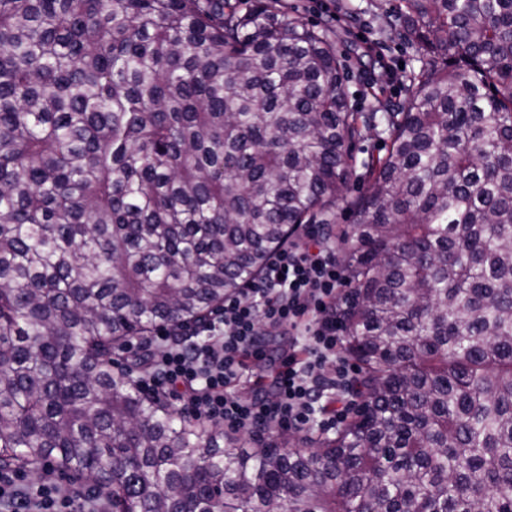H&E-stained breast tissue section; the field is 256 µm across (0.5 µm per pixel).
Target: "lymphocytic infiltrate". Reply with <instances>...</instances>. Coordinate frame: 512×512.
<instances>
[{"instance_id": "1", "label": "lymphocytic infiltrate", "mask_w": 512, "mask_h": 512, "mask_svg": "<svg viewBox=\"0 0 512 512\" xmlns=\"http://www.w3.org/2000/svg\"><path fill=\"white\" fill-rule=\"evenodd\" d=\"M343 286L325 225H304L273 255L260 282L226 296L207 321L148 337L152 360L135 380L144 392L179 398L193 418L235 433L305 430L321 400L350 381L332 315ZM266 326L293 335L307 355L288 354L275 371L253 377V395L245 398L238 386L249 376L248 363L265 356ZM23 480L19 470L0 468V512H99V495L84 481L63 480L54 463L45 464L36 484Z\"/></svg>"}]
</instances>
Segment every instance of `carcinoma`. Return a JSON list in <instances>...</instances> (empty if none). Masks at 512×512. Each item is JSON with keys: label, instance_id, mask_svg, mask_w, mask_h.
Here are the masks:
<instances>
[{"label": "carcinoma", "instance_id": "1", "mask_svg": "<svg viewBox=\"0 0 512 512\" xmlns=\"http://www.w3.org/2000/svg\"><path fill=\"white\" fill-rule=\"evenodd\" d=\"M390 17L425 61L359 173L350 59L283 0H0V467L112 512H512V0ZM340 202L335 436L229 435L115 361Z\"/></svg>", "mask_w": 512, "mask_h": 512}]
</instances>
